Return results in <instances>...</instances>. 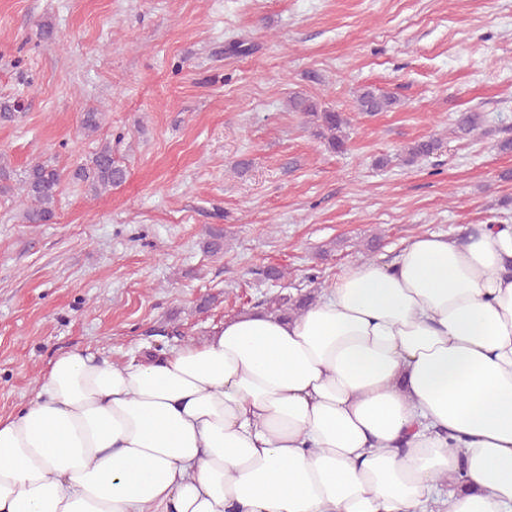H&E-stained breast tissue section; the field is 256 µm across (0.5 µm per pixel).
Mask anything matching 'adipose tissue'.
Returning a JSON list of instances; mask_svg holds the SVG:
<instances>
[{"label": "adipose tissue", "instance_id": "obj_1", "mask_svg": "<svg viewBox=\"0 0 512 512\" xmlns=\"http://www.w3.org/2000/svg\"><path fill=\"white\" fill-rule=\"evenodd\" d=\"M461 234L295 317L58 356L0 417V512H512V224Z\"/></svg>", "mask_w": 512, "mask_h": 512}]
</instances>
